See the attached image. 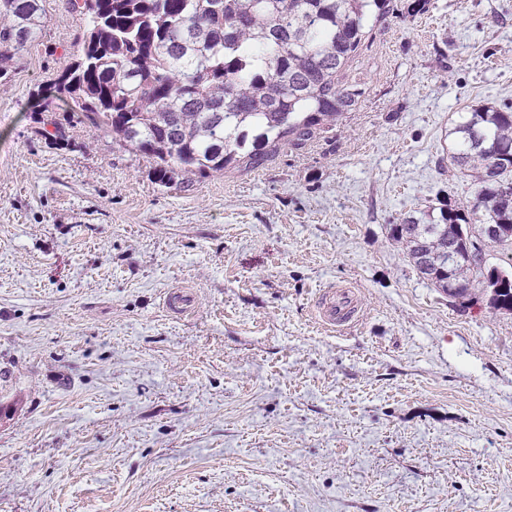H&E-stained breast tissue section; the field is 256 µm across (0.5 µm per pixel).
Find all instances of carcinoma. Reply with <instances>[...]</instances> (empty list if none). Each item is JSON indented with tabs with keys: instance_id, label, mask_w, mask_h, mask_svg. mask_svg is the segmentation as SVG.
<instances>
[{
	"instance_id": "cac0c4a2",
	"label": "carcinoma",
	"mask_w": 512,
	"mask_h": 512,
	"mask_svg": "<svg viewBox=\"0 0 512 512\" xmlns=\"http://www.w3.org/2000/svg\"><path fill=\"white\" fill-rule=\"evenodd\" d=\"M87 16L78 60L56 93L65 110L153 160L157 181L257 165L353 110L363 91L338 76L392 0H70ZM42 25L39 0H0V71ZM440 167L472 178V197L449 200L427 224L390 236L417 273L444 294L450 278L508 280L490 300L512 312V270L487 266L478 225L497 224L512 251V109L477 106L448 130ZM454 241L448 268V226Z\"/></svg>"
}]
</instances>
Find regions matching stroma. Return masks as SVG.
Instances as JSON below:
<instances>
[{
  "instance_id": "stroma-1",
  "label": "stroma",
  "mask_w": 512,
  "mask_h": 512,
  "mask_svg": "<svg viewBox=\"0 0 512 512\" xmlns=\"http://www.w3.org/2000/svg\"><path fill=\"white\" fill-rule=\"evenodd\" d=\"M410 2L335 129L164 186L57 99L87 20L41 0L0 75V512H512V313L390 238L470 200L439 160L458 112L512 106V0ZM349 289H328L316 305L315 318L325 327L334 330L336 324L350 319L353 301Z\"/></svg>"
}]
</instances>
